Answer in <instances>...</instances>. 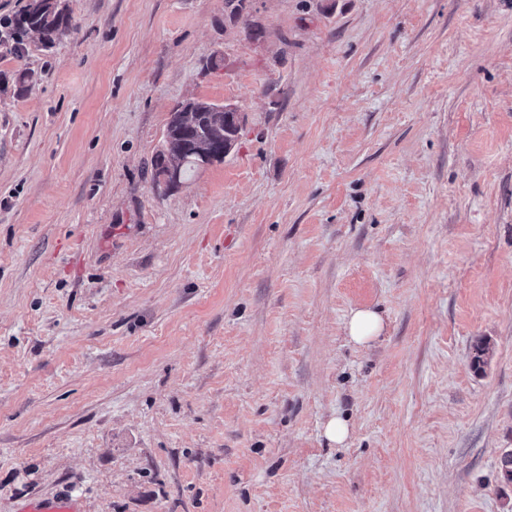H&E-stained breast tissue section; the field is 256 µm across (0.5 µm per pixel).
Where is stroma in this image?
<instances>
[{"instance_id": "stroma-1", "label": "stroma", "mask_w": 512, "mask_h": 512, "mask_svg": "<svg viewBox=\"0 0 512 512\" xmlns=\"http://www.w3.org/2000/svg\"><path fill=\"white\" fill-rule=\"evenodd\" d=\"M26 3L0 512H512V0H67L48 49L5 32ZM189 98L234 104L238 145L163 192ZM345 329L352 341L366 344L380 336L384 329V320L372 309H355L346 321ZM80 499L70 491L51 499H29L21 512H82Z\"/></svg>"}]
</instances>
